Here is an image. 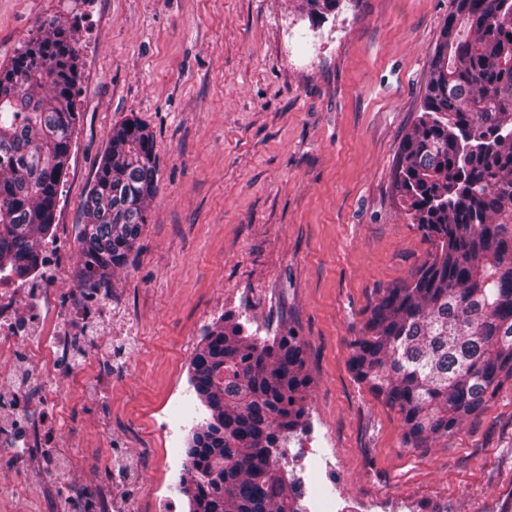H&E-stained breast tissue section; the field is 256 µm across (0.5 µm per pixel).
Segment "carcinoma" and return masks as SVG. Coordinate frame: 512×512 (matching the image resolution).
Listing matches in <instances>:
<instances>
[{"label":"carcinoma","mask_w":512,"mask_h":512,"mask_svg":"<svg viewBox=\"0 0 512 512\" xmlns=\"http://www.w3.org/2000/svg\"><path fill=\"white\" fill-rule=\"evenodd\" d=\"M303 2L319 15L340 4ZM77 78V49L60 23L0 68V270L24 273L52 230ZM159 179L144 123L113 128L82 204L80 285L112 287ZM396 189L432 250L370 307L350 370L419 446L484 410L512 379V0H453ZM191 368L209 417L188 441L180 493L189 512H301L295 482L270 469L306 416L311 379L297 336L269 343L225 318L206 330Z\"/></svg>","instance_id":"carcinoma-1"}]
</instances>
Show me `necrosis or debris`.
Masks as SVG:
<instances>
[{
    "instance_id": "4bbe7bcc",
    "label": "necrosis or debris",
    "mask_w": 512,
    "mask_h": 512,
    "mask_svg": "<svg viewBox=\"0 0 512 512\" xmlns=\"http://www.w3.org/2000/svg\"><path fill=\"white\" fill-rule=\"evenodd\" d=\"M68 258L69 249L61 243L55 251H39L28 276L0 275V411L16 421L0 433V447L18 454L36 447L65 391L60 387L48 391L45 405L37 406L25 391L11 388L12 374L2 367V360L24 352L28 363L42 377H49L57 372L60 357L70 346L65 325L103 319L111 313V303L97 292L88 290L70 300L47 290L48 274H60Z\"/></svg>"
}]
</instances>
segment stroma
<instances>
[{"mask_svg": "<svg viewBox=\"0 0 512 512\" xmlns=\"http://www.w3.org/2000/svg\"><path fill=\"white\" fill-rule=\"evenodd\" d=\"M453 0H0V66L50 22L72 27L78 119L54 236L77 247L83 201L113 127L138 118L160 173L147 222L112 279L110 324L83 327L54 381L67 390L47 448L0 447V479L28 493L0 512L65 508L115 452L121 488L168 482L157 411L190 386L207 327L227 313L260 337L293 331L312 379L303 434L281 470L310 508L308 462L338 502L378 512H512V380L446 436L416 448L349 369L379 290L408 281L430 243L396 190ZM96 350L112 384L74 368ZM53 457L54 482L42 466Z\"/></svg>", "mask_w": 512, "mask_h": 512, "instance_id": "obj_1", "label": "stroma"}]
</instances>
